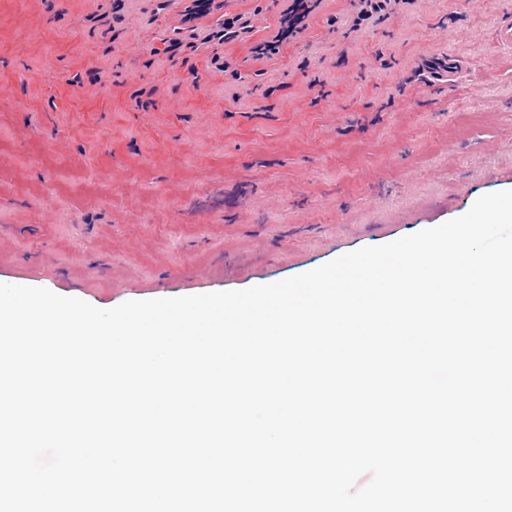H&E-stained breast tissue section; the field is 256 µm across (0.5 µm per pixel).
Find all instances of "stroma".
I'll return each mask as SVG.
<instances>
[{"label": "stroma", "instance_id": "1", "mask_svg": "<svg viewBox=\"0 0 512 512\" xmlns=\"http://www.w3.org/2000/svg\"><path fill=\"white\" fill-rule=\"evenodd\" d=\"M26 0L0 18V284L100 309L243 290L512 190V0ZM247 34L217 43L225 20ZM107 78L96 92L83 83ZM39 144L81 157L54 190Z\"/></svg>", "mask_w": 512, "mask_h": 512}]
</instances>
